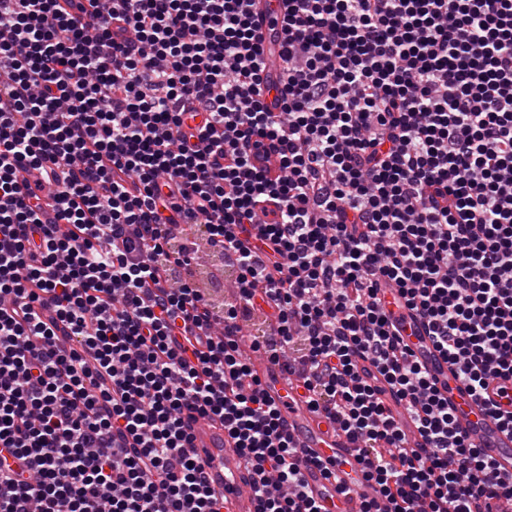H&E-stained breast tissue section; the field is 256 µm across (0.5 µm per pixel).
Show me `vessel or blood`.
<instances>
[{
	"label": "vessel or blood",
	"instance_id": "b4317fda",
	"mask_svg": "<svg viewBox=\"0 0 512 512\" xmlns=\"http://www.w3.org/2000/svg\"><path fill=\"white\" fill-rule=\"evenodd\" d=\"M287 10L288 0H255L256 24L266 51L267 67L263 77L269 83L276 81L279 74L280 33L276 20ZM251 158L268 178L280 176L281 148L276 141L263 139L260 151L252 152ZM393 316L401 322L405 344L447 398L455 414L457 429L479 447L500 473L512 475V432L504 429L484 405L472 400L465 386L456 379L453 366L436 349L419 318L399 309L394 310ZM253 370L261 379L268 398L282 406L297 446L307 449L309 456L333 462L328 471L316 465L307 466L303 471V482L323 512H362L364 503L368 501L377 502L379 512H386L387 502L378 487L354 473V448L347 436L312 411L292 391L287 373L272 368L260 357L254 358ZM382 397L404 433L405 447H422L423 442L404 407L390 392H383ZM185 420L194 454L206 458L209 463L207 478L210 486L224 494V512H255L256 503L248 492V486L256 476L242 470L240 451L225 436L223 424L197 417L190 411L186 412Z\"/></svg>",
	"mask_w": 512,
	"mask_h": 512
}]
</instances>
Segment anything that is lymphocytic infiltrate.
I'll list each match as a JSON object with an SVG mask.
<instances>
[{"instance_id": "obj_1", "label": "lymphocytic infiltrate", "mask_w": 512, "mask_h": 512, "mask_svg": "<svg viewBox=\"0 0 512 512\" xmlns=\"http://www.w3.org/2000/svg\"><path fill=\"white\" fill-rule=\"evenodd\" d=\"M253 2L0 0V512H223L188 411L223 422L256 512H320L251 350L391 512L512 502L379 295L474 399L498 380L512 430V0H288L271 99ZM256 134L279 180L239 151ZM258 140L262 143L259 152L248 151L254 165L270 179H277L281 175V147L275 140L265 137L253 136L252 142ZM382 398L384 399L385 406L388 408L390 414L400 425L404 433V447H422L423 442L420 439L419 435L415 432L412 424V419L406 413L404 407L400 403H398L387 390H383Z\"/></svg>"}]
</instances>
